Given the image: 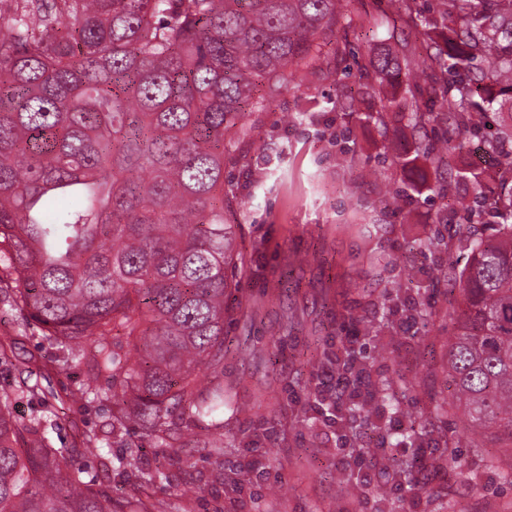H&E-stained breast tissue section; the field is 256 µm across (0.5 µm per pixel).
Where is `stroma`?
<instances>
[{
    "instance_id": "1",
    "label": "stroma",
    "mask_w": 512,
    "mask_h": 512,
    "mask_svg": "<svg viewBox=\"0 0 512 512\" xmlns=\"http://www.w3.org/2000/svg\"><path fill=\"white\" fill-rule=\"evenodd\" d=\"M365 2V13L340 18L333 43L300 68L298 83L247 117L252 131L240 145L247 161L224 167L225 179L249 199L234 218L243 256L239 286L225 298L224 453L168 450L152 495L172 512H512V485L499 468L481 466L512 452L491 441L466 445L461 409L448 417V440L459 445L452 473L413 472L397 482L381 469L365 490L343 468L310 406L328 353L358 331L373 377L405 381L397 405L379 404L376 414L403 416L406 427L383 431L376 415L352 418L358 450L400 457L421 445L441 456L443 444L423 421L435 400L453 397L444 365L459 298L434 273L447 259L462 260L461 239L493 235L498 224L490 209L476 218L467 213L497 187L481 136L437 125V156L405 168L391 146L409 138L408 118L382 124L344 111L346 96L365 83L364 67L384 45L403 47L425 74H441L390 8ZM463 162L483 172L484 190L455 180L440 193V177ZM388 190L403 194L400 207L386 202ZM438 231L448 254L421 248ZM420 308L431 311L429 321L413 319ZM25 316L0 302V332L18 339L13 355L0 359V388L13 381L19 362L57 356L49 344L20 336ZM139 443L130 430L77 460L97 476L101 456H129Z\"/></svg>"
}]
</instances>
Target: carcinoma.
<instances>
[{
  "label": "carcinoma",
  "mask_w": 512,
  "mask_h": 512,
  "mask_svg": "<svg viewBox=\"0 0 512 512\" xmlns=\"http://www.w3.org/2000/svg\"><path fill=\"white\" fill-rule=\"evenodd\" d=\"M352 0H52L0 13V295L27 309L38 339L61 359L25 366L0 391V512H164L149 493L163 473L135 463L115 471L131 493L86 477L64 453L95 448V430L62 450L49 431L72 415L36 410L25 423L13 401L43 402L41 380L89 357L110 373L62 388L74 407L109 405L106 426L135 429L151 447L224 449V296L238 287L240 254L230 223L244 200L224 180V161L245 159L233 131L315 60ZM453 78L423 80L386 45L349 109L378 101L376 115L410 110L425 122L485 129L499 96L512 105V0H439ZM405 77L411 97L386 93ZM438 107L420 111L419 96ZM367 113L368 117L375 115ZM500 192L491 208L512 218V128L484 135ZM459 270L436 279L459 293L448 343V376L473 447L497 430L512 449V224L472 235ZM121 329L128 354L113 348ZM213 380L203 386L197 370ZM396 382L373 384V401L394 400ZM429 424L448 441V403Z\"/></svg>",
  "instance_id": "obj_1"
}]
</instances>
